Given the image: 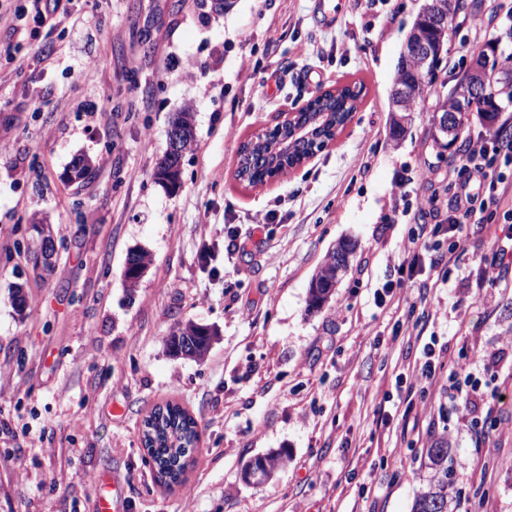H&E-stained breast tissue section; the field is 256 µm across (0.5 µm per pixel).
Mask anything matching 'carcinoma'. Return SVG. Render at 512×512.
Here are the masks:
<instances>
[{"label": "carcinoma", "mask_w": 512, "mask_h": 512, "mask_svg": "<svg viewBox=\"0 0 512 512\" xmlns=\"http://www.w3.org/2000/svg\"><path fill=\"white\" fill-rule=\"evenodd\" d=\"M433 0H426L422 5L414 25L426 29L431 56L422 66L423 82L418 93L412 97L407 105V111H414L416 105L422 101L432 85L438 78V69L441 53L448 40V29L437 26L432 22L430 12ZM481 59L486 68V92L481 100L472 103L452 91L445 98L437 101L436 108L451 113L456 118V134L454 139L459 140L465 133L469 121V114L476 112L488 123L494 121L497 112L501 111L502 104H512V92L500 90L496 79L499 71L511 69L512 65L505 62V56L488 55L485 49L473 54ZM362 88L356 84L338 85L321 93L311 106L298 112L299 123H311L318 127L317 136L320 142H330L336 138L351 121L352 114L358 109V101ZM172 123L182 124L188 137L182 144V151L189 150L194 143L192 115L189 111L176 113ZM268 151V144L255 137L243 141L239 150L236 178L249 185L262 184L269 180L273 170L267 166L264 152ZM307 153V145L295 144L293 151L288 154L287 163L278 166L280 172L301 165L302 157ZM180 158L163 156L156 164L154 178L162 184L175 189L181 185ZM355 249V244L342 241L325 257L310 282L309 307L312 310L321 308L330 299L336 286V256L339 251ZM151 264L150 254L142 249L129 253L126 260L125 279L130 287H135L143 276L147 265ZM217 332L208 326L188 321L178 325L166 338V350L169 355L204 357L212 346ZM145 425L155 427V436L144 432V447L151 459L157 478L170 486L183 481V476L190 464L193 446L196 445L199 432L197 421L187 410L177 404H167L165 407L154 409L145 421ZM448 443H436L426 449L423 466L426 469L425 485L416 494L413 512H458L460 498L453 495L449 487L454 483L453 476L448 469ZM287 456L282 452H272L256 456L246 462V465H255L261 472V478L267 479L285 465Z\"/></svg>", "instance_id": "carcinoma-1"}]
</instances>
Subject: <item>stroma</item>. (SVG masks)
I'll return each mask as SVG.
<instances>
[{
    "label": "stroma",
    "mask_w": 512,
    "mask_h": 512,
    "mask_svg": "<svg viewBox=\"0 0 512 512\" xmlns=\"http://www.w3.org/2000/svg\"><path fill=\"white\" fill-rule=\"evenodd\" d=\"M473 2L397 140L390 94L424 0H69L59 25L27 14L0 28L14 53L0 57V512H94L110 481L124 512H411L421 456L440 440L461 499L512 512V275L482 280L496 225L467 227L468 252L431 286L418 329L415 291L383 289L421 201L446 189L419 170L459 161L457 145L434 142V105L469 68L465 45L512 28V0ZM273 70L280 82L261 87ZM353 82L358 109L326 149L263 185L236 179L258 128ZM187 108L195 144L171 192L153 171ZM79 155L94 172L72 181ZM37 219L58 248L49 273L31 256ZM230 226L254 245L236 247ZM345 239L350 267L310 310V279ZM134 248L152 262L131 289ZM190 320L217 340L203 360L169 357L166 336ZM433 338L445 371L471 375L467 419L436 386L426 409L407 407ZM169 401L200 432L172 490L141 445L143 418ZM281 450L270 480H243L244 462Z\"/></svg>",
    "instance_id": "35a3bbf8"
}]
</instances>
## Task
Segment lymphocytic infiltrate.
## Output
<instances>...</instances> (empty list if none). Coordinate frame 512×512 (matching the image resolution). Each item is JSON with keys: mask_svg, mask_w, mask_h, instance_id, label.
Here are the masks:
<instances>
[{"mask_svg": "<svg viewBox=\"0 0 512 512\" xmlns=\"http://www.w3.org/2000/svg\"><path fill=\"white\" fill-rule=\"evenodd\" d=\"M512 158V138L495 129L485 137L469 142L457 167L448 180V196L430 195L424 202L430 213L443 214L439 224H419L412 230L405 245L400 285L418 291V304L410 305L408 323L418 324L427 315V282L421 281L422 273H429L437 281L447 282L448 277L466 247L461 235L466 226L495 222L500 202L512 190V180L502 171L499 157ZM498 226V233L489 243L491 262L485 270L486 284L496 287L512 272V224ZM456 238L449 246H442L440 238L447 233Z\"/></svg>", "mask_w": 512, "mask_h": 512, "instance_id": "1", "label": "lymphocytic infiltrate"}]
</instances>
